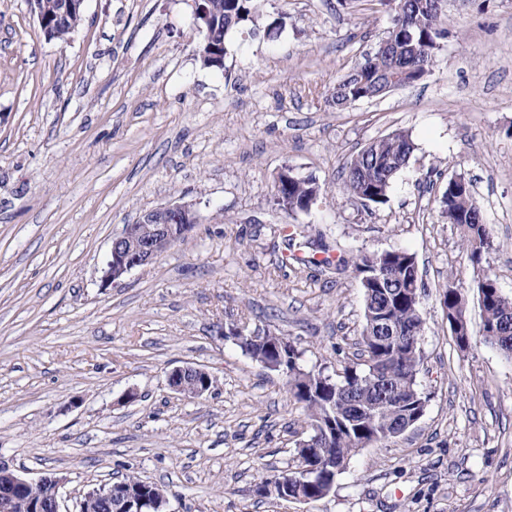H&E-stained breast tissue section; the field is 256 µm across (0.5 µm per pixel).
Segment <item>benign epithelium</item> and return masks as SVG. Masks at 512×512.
Segmentation results:
<instances>
[{
  "mask_svg": "<svg viewBox=\"0 0 512 512\" xmlns=\"http://www.w3.org/2000/svg\"><path fill=\"white\" fill-rule=\"evenodd\" d=\"M199 222V214L192 202H174L142 213L138 219L124 227L113 238L106 261L103 283L106 285L121 279L132 270L151 264L160 257L157 246H172L187 235ZM210 374L198 366L176 367L168 374L170 389L187 397L207 392ZM63 478L47 474L36 481L16 473L0 461V512H59L58 492ZM34 488L42 489V495L29 494ZM101 499H113V487L102 486L88 492L81 503L86 512ZM168 497L157 500L146 497L124 496L116 512H168Z\"/></svg>",
  "mask_w": 512,
  "mask_h": 512,
  "instance_id": "benign-epithelium-1",
  "label": "benign epithelium"
}]
</instances>
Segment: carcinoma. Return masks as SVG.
Returning <instances> with one entry per match:
<instances>
[{
	"instance_id": "obj_1",
	"label": "carcinoma",
	"mask_w": 512,
	"mask_h": 512,
	"mask_svg": "<svg viewBox=\"0 0 512 512\" xmlns=\"http://www.w3.org/2000/svg\"><path fill=\"white\" fill-rule=\"evenodd\" d=\"M46 6L40 24L48 40L64 42L79 26L82 14L60 16L57 0H42ZM443 0H398L397 16L385 39L398 51L396 61L384 54H373L336 82L329 104L338 111L351 102L400 76L402 86H410L428 71L438 40ZM210 10L208 41L217 54L225 53V39L234 28L257 26L261 19L259 0H206ZM415 143L405 131H395L365 145L348 162L342 173V191L371 205L387 202L396 174L407 164ZM322 193L313 176L286 185L275 179L274 200L282 210L295 214L308 208L309 201ZM442 214L457 227L461 249L472 267L482 271L479 303L483 313L484 340L512 358V298L504 296L491 270L483 265L492 246L484 219L479 217L471 181L458 186L441 200ZM354 270L359 277L364 324L360 332L363 360L344 365L333 372L323 367L306 370L299 360L301 352L282 336L274 343L254 340L230 324L224 339L232 341L266 368L284 363L289 393L302 404L310 434L295 446V465L279 476L268 495L282 498L288 481L307 473L306 496L317 501L333 489L360 450L385 446L398 437V431L417 423L425 413L428 396L419 389L417 374L422 361L420 336L423 317L418 299V274L415 256L405 250L391 249L361 253L355 257ZM443 303L448 309L449 326L464 329L468 325V299L461 283L450 282L443 288ZM115 490L151 496L162 487L127 476Z\"/></svg>"
}]
</instances>
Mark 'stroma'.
I'll return each mask as SVG.
<instances>
[{"label":"stroma","mask_w":512,"mask_h":512,"mask_svg":"<svg viewBox=\"0 0 512 512\" xmlns=\"http://www.w3.org/2000/svg\"><path fill=\"white\" fill-rule=\"evenodd\" d=\"M263 4L278 33L234 29L223 65L207 67L193 0H85L64 42L45 39L28 0H0V460L62 477L60 512L125 476L163 486L170 512H512V360L483 341L479 279L440 209L451 177L472 182L486 264L512 296V0H445L428 74L342 112L328 95L377 50L397 0ZM395 130L416 149L387 203L344 195V166ZM287 165L323 188L308 212L273 201ZM178 201L198 224L103 285L113 237ZM324 245L348 261L415 255L429 401L327 497H261L307 416L284 374L222 331L282 334L307 370L354 360L353 270L285 258ZM452 278L469 300L464 349L441 300ZM186 364L214 378L204 396L169 388Z\"/></svg>","instance_id":"stroma-1"}]
</instances>
